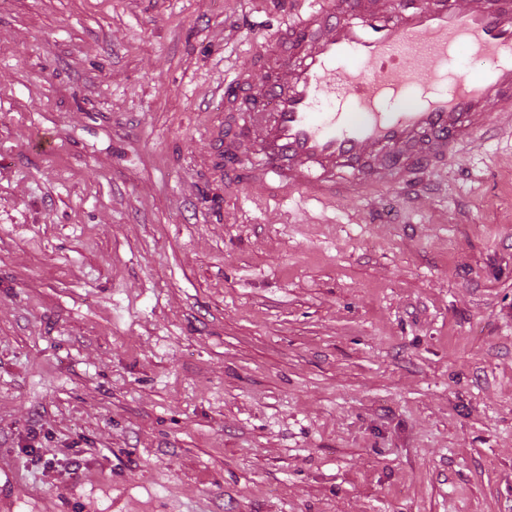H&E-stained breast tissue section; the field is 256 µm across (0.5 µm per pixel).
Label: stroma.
<instances>
[{
	"mask_svg": "<svg viewBox=\"0 0 512 512\" xmlns=\"http://www.w3.org/2000/svg\"><path fill=\"white\" fill-rule=\"evenodd\" d=\"M277 18L0 0V512H512V135L417 198L229 188Z\"/></svg>",
	"mask_w": 512,
	"mask_h": 512,
	"instance_id": "35a3bbf8",
	"label": "stroma"
}]
</instances>
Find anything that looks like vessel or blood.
Segmentation results:
<instances>
[{"label": "vessel or blood", "mask_w": 512, "mask_h": 512, "mask_svg": "<svg viewBox=\"0 0 512 512\" xmlns=\"http://www.w3.org/2000/svg\"><path fill=\"white\" fill-rule=\"evenodd\" d=\"M287 14L224 82L240 133L204 132L244 184L331 204L512 134V0H288ZM464 51L475 69L457 68Z\"/></svg>", "instance_id": "1"}]
</instances>
